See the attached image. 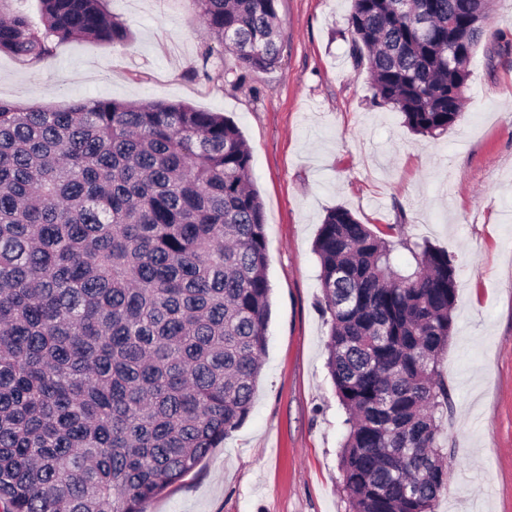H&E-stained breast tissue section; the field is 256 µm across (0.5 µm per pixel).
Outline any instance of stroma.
Instances as JSON below:
<instances>
[{"mask_svg": "<svg viewBox=\"0 0 512 512\" xmlns=\"http://www.w3.org/2000/svg\"><path fill=\"white\" fill-rule=\"evenodd\" d=\"M125 45L62 43L54 59L0 54V98L63 109L73 101L182 102L221 112L252 153L272 287L267 345L245 423L146 512H348L338 465L344 416L327 375L329 328L313 251L328 210L402 225L459 267L454 328L438 370L454 455L436 512H512V0H495L470 64L460 122L410 132L373 99L350 55L352 0H278L281 62L241 73L210 45L192 0H108ZM223 70L206 80L202 65Z\"/></svg>", "mask_w": 512, "mask_h": 512, "instance_id": "1", "label": "stroma"}]
</instances>
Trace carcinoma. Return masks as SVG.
Here are the masks:
<instances>
[{
	"label": "carcinoma",
	"instance_id": "carcinoma-1",
	"mask_svg": "<svg viewBox=\"0 0 512 512\" xmlns=\"http://www.w3.org/2000/svg\"><path fill=\"white\" fill-rule=\"evenodd\" d=\"M246 72L279 63L277 0H192ZM490 0H352L351 55L415 134L463 117ZM0 12V54L122 45L105 0ZM236 124L184 103L0 99V512H146L249 416L271 285ZM415 266L394 264L397 248ZM326 367L345 410L348 512H435L451 458L438 376L457 302L447 252L343 207L314 245Z\"/></svg>",
	"mask_w": 512,
	"mask_h": 512
}]
</instances>
